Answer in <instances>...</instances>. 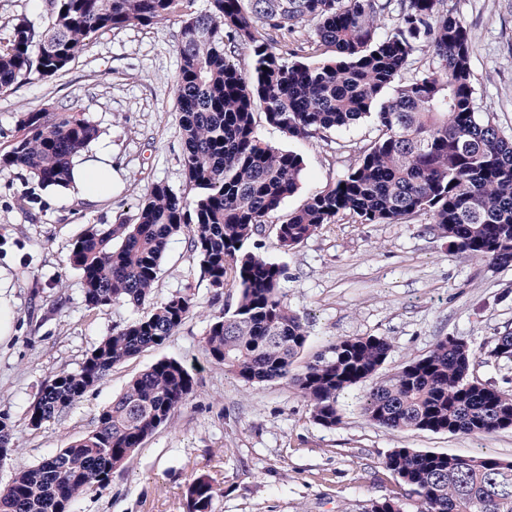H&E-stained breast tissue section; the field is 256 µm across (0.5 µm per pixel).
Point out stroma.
I'll list each match as a JSON object with an SVG mask.
<instances>
[{"mask_svg":"<svg viewBox=\"0 0 512 512\" xmlns=\"http://www.w3.org/2000/svg\"><path fill=\"white\" fill-rule=\"evenodd\" d=\"M472 34L474 108L512 138V0H445ZM180 18L113 31L93 41L59 79L35 80L0 96V149L17 133L23 112L54 107L81 112L100 130L97 144L112 157V187L96 200L42 190L20 170L0 171V414L19 428V451L0 461V489L19 466H32L89 431L127 382L163 358L193 373V395L150 436L127 470L104 491L78 499L72 512H186L187 484L209 476L219 495L214 512H364L370 500L398 497L417 512L383 467L389 449L436 450L512 460V431L485 437L432 432L393 433L366 422L361 404L369 384L338 399L342 421L315 424L306 402L285 382L248 385L206 362L208 315L234 309L238 292L215 290L175 236L161 263L151 302L88 308L81 275L67 265L72 243L92 224L132 217L146 188L163 182L187 192L177 123L175 81ZM259 138L302 155L300 187L281 215L336 183L378 135L371 119L312 139H292L258 119ZM421 215L400 224L343 220L297 248L283 250L273 226L256 236L259 253L285 270L282 288L309 334L302 360L346 336L388 337L394 372L426 354L441 336L468 342L484 355L496 336L512 331V266L497 267L450 248L427 232ZM65 288H58V280ZM197 303L169 341L112 369L67 414L32 429L27 414L42 386L60 370H76L112 329L147 316L175 293Z\"/></svg>","mask_w":512,"mask_h":512,"instance_id":"obj_1","label":"stroma"}]
</instances>
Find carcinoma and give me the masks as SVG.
I'll return each mask as SVG.
<instances>
[{
  "label": "carcinoma",
  "mask_w": 512,
  "mask_h": 512,
  "mask_svg": "<svg viewBox=\"0 0 512 512\" xmlns=\"http://www.w3.org/2000/svg\"><path fill=\"white\" fill-rule=\"evenodd\" d=\"M45 0L34 22L17 19L0 41V94L31 80L59 78L90 40L127 27L182 17L177 51V120L188 199L162 182L148 187L131 221L93 224L72 245L67 263L82 275L87 307L148 301L170 238L187 232L189 249L211 287L239 289L233 311L209 315L203 353L246 384L283 381L310 406L314 423L341 422L337 399L380 373L386 336H346L298 372L293 365L308 331L281 292L284 269L249 249L266 224L293 250L329 224H398L426 214L449 246L494 266L512 265V139L474 109L466 24L444 0H405L397 25L379 34V0ZM311 24L307 48L321 59L288 64L268 28L292 33ZM432 64L415 69L418 47ZM251 69L235 61L238 49ZM295 139H308L370 118L377 138L335 184L311 195L275 223L299 188L301 155L263 143L256 111ZM20 135L0 152V170L21 168L43 186L68 181L72 160L98 139L79 112L34 108ZM196 303L176 293L152 312L103 337L79 369L44 384L28 426L61 417L114 368L166 343ZM471 347L442 336L428 353L383 375L361 404L367 421L391 431L483 436L512 430V390L474 374ZM486 365L512 364V332L494 339ZM195 381L179 360L163 358L133 378L81 438L39 464L19 469L0 492V512H70L79 497L106 489L144 441L184 404ZM18 449L17 427L0 415V456ZM383 466L419 498V512H512V461L417 448H393ZM218 489L208 476L186 487L187 512H212ZM366 512H402L396 497Z\"/></svg>",
  "instance_id": "cac0c4a2"
}]
</instances>
